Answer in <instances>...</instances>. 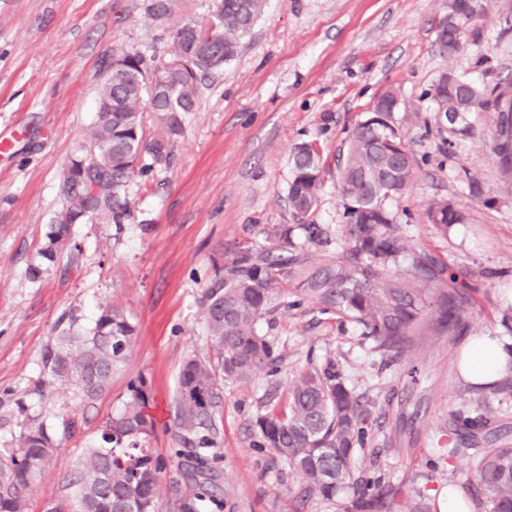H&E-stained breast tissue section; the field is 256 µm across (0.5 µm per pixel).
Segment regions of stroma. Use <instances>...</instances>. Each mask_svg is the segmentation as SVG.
<instances>
[{"mask_svg": "<svg viewBox=\"0 0 512 512\" xmlns=\"http://www.w3.org/2000/svg\"><path fill=\"white\" fill-rule=\"evenodd\" d=\"M211 2L179 0L160 21L145 0H0V132L10 141L0 153V448L26 420L80 421L36 480L28 512L71 499L84 449L98 445L100 424L123 409L132 382L149 387L156 426L147 447L173 454L182 364L211 354L201 307L207 282L241 251L269 247L270 230L290 223L291 158L304 142L321 149L324 191L314 219L343 246L338 158L349 130L389 88L420 163L391 206L408 214L409 247L455 268L475 288L472 303L455 331L440 328L432 311V324L396 362L354 324L309 305L261 319L257 331L277 345L281 372L224 387L216 416L224 512H342L337 502H302L299 476L255 448L252 428L268 393L285 394L294 373L330 361L371 410L368 443L356 457L362 475L405 496L422 491L436 505L452 487L470 495L467 456L453 460L452 476L432 463L437 438L479 400L512 445V408L484 397L456 367L469 337L506 333L512 189L489 149L494 112L476 110L469 133L455 134L437 124L428 91L444 72L488 90L512 74V0H489L451 54L435 40L446 0H267L237 57L199 84L170 163L131 182L125 224L74 225L78 267L62 258L44 263L47 226L62 207L60 172L94 122L102 60L121 47L148 58L169 49L175 26L207 15ZM440 198L466 215L445 235L426 217ZM39 264L45 272L31 279L29 267ZM111 304L133 315L137 333L110 389L92 402L69 384L40 389L57 325L75 315L91 326L98 308Z\"/></svg>", "mask_w": 512, "mask_h": 512, "instance_id": "stroma-1", "label": "stroma"}]
</instances>
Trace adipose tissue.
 Returning a JSON list of instances; mask_svg holds the SVG:
<instances>
[{
  "instance_id": "ef3b65f1",
  "label": "adipose tissue",
  "mask_w": 512,
  "mask_h": 512,
  "mask_svg": "<svg viewBox=\"0 0 512 512\" xmlns=\"http://www.w3.org/2000/svg\"><path fill=\"white\" fill-rule=\"evenodd\" d=\"M458 370L470 383H492L508 373L503 341L496 336H474L463 345L458 357Z\"/></svg>"
}]
</instances>
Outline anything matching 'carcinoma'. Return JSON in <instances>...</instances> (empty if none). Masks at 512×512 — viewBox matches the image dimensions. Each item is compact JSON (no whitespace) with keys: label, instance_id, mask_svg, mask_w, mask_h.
Segmentation results:
<instances>
[{"label":"carcinoma","instance_id":"obj_1","mask_svg":"<svg viewBox=\"0 0 512 512\" xmlns=\"http://www.w3.org/2000/svg\"><path fill=\"white\" fill-rule=\"evenodd\" d=\"M266 0H214L206 19H188L172 32V50L153 65L138 52L112 55L101 81L96 120L86 139L61 171L62 209L46 234L43 258L54 262L68 254L71 228L87 222L122 224L130 215L127 187L138 174L170 161L183 129L184 114L195 110L197 83L224 68L238 53L240 39L261 15ZM175 0H148L156 19L169 18ZM473 0H448L441 21L442 50L457 51L470 27ZM440 75L432 87L437 117L467 131L466 116L492 108L495 123L490 150L508 185H512V77L491 91L461 76L446 83ZM397 93L388 89L354 126L339 166L342 192L350 204L343 214L345 247L334 246L314 222L322 191L316 143L300 144L293 155L288 181V207L306 242L319 248L315 259L305 245L292 240L283 224L272 232L280 241L269 250H246L212 277L203 302L204 324L212 355L191 356L180 373L177 441L194 448L192 455L165 459L144 447L153 428L146 413L144 380L130 386L123 410L102 422L100 443L87 448L69 485L74 498L50 512H158L162 474L184 490L171 512H222L224 488L212 466L217 458L216 414L224 402V384L247 382L280 371L274 344L258 334L256 323L273 303L287 309L307 303L323 315L354 323L375 347L396 357L410 351L433 304L448 305L452 328L471 303L474 291L451 267L430 255L408 250L399 214L388 201L400 198L417 173L416 158L396 120ZM156 132L146 136V113ZM428 220L444 235L465 221L449 200L430 204ZM136 335V323L120 306L100 310L86 328L69 318L43 354L41 384L77 386L86 400H95L112 384V373L124 362ZM370 412L336 371L334 363L308 365L288 384L285 402L269 405L254 423L255 447L267 448L301 476L299 498L334 503L349 490L344 512H432L420 495L400 497V490L381 480L356 474L355 455L365 449ZM491 413L477 407L458 416L448 430V458L463 446L490 444L475 459L474 512H512V447L495 445L499 436ZM79 422L64 418L58 428L29 421L9 448H0V512H26L34 482L52 463L62 441Z\"/></svg>","mask_w":512,"mask_h":512}]
</instances>
